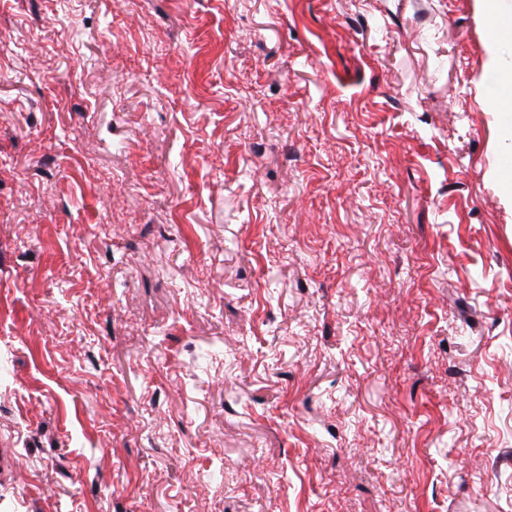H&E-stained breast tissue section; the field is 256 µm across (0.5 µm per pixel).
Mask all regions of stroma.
<instances>
[{"mask_svg": "<svg viewBox=\"0 0 512 512\" xmlns=\"http://www.w3.org/2000/svg\"><path fill=\"white\" fill-rule=\"evenodd\" d=\"M478 0H0V512H512V202Z\"/></svg>", "mask_w": 512, "mask_h": 512, "instance_id": "35a3bbf8", "label": "stroma"}]
</instances>
